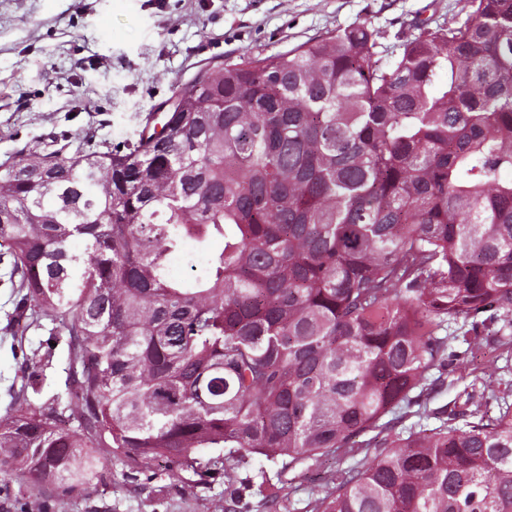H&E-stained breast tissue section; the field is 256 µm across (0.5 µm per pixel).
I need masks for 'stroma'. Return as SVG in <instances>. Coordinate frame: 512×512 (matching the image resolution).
<instances>
[{
	"mask_svg": "<svg viewBox=\"0 0 512 512\" xmlns=\"http://www.w3.org/2000/svg\"><path fill=\"white\" fill-rule=\"evenodd\" d=\"M465 0H0V165L22 154L123 149L147 120L161 121L163 105L200 70L250 50L286 52L336 27L366 23L381 34L382 62L399 52L415 23L465 21ZM0 263V416L19 385L16 343L38 347L48 327L13 334L17 298ZM469 325L449 322L452 350L467 355L432 394L437 408L463 392L482 389L488 375L507 382L512 403V345L467 346ZM211 449L170 480L172 462L137 466L124 458L96 491L68 499L32 492L27 481L0 471V512H309L348 455L307 460L290 469L256 457L225 475L209 468ZM240 488L233 500L227 485ZM277 492L276 499L265 489Z\"/></svg>",
	"mask_w": 512,
	"mask_h": 512,
	"instance_id": "35a3bbf8",
	"label": "stroma"
}]
</instances>
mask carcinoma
Wrapping results in <instances>:
<instances>
[{
  "label": "carcinoma",
  "mask_w": 512,
  "mask_h": 512,
  "mask_svg": "<svg viewBox=\"0 0 512 512\" xmlns=\"http://www.w3.org/2000/svg\"><path fill=\"white\" fill-rule=\"evenodd\" d=\"M466 6L387 66L375 29L338 27L200 72L124 152L1 165L16 333L56 328L19 347L0 469L63 498L106 476L100 448L226 470L343 451L311 512H512L511 404L471 394L405 438L385 420L460 360L448 320L512 326V0ZM188 239L206 268L174 276ZM61 344L66 395L36 403Z\"/></svg>",
  "instance_id": "obj_1"
}]
</instances>
